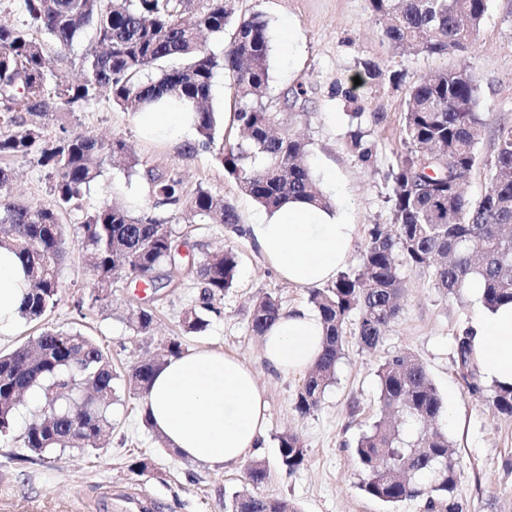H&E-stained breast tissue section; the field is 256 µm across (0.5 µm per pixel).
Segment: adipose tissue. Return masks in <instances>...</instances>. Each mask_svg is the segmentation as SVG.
Listing matches in <instances>:
<instances>
[{
	"instance_id": "ef3b65f1",
	"label": "adipose tissue",
	"mask_w": 512,
	"mask_h": 512,
	"mask_svg": "<svg viewBox=\"0 0 512 512\" xmlns=\"http://www.w3.org/2000/svg\"><path fill=\"white\" fill-rule=\"evenodd\" d=\"M140 135L161 144L192 139L189 104L162 98L135 115ZM357 227L341 208L291 200L262 213L250 235L288 284L319 288L347 263ZM29 282L14 253L0 250V335L15 331ZM483 381L512 386V304L477 311L467 325ZM262 358L278 374L308 371L322 352L323 327L304 307L283 311L261 337ZM154 431L183 457L209 464L242 463L261 448L268 427L265 389L250 365L217 350L170 357L143 401Z\"/></svg>"
}]
</instances>
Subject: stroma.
Masks as SVG:
<instances>
[{"mask_svg": "<svg viewBox=\"0 0 512 512\" xmlns=\"http://www.w3.org/2000/svg\"><path fill=\"white\" fill-rule=\"evenodd\" d=\"M233 4L236 15L259 11L270 21L269 109L276 113L280 129L307 141V160L321 188L358 224L354 250L364 247L373 225L392 221L386 174L400 149L408 90L436 70L466 67L476 76L486 127L466 191L477 197L487 190L497 130L512 126V0H491L473 48L443 56L393 47L367 0H233ZM288 23L296 27V45L291 49L281 39L282 27ZM370 60L399 72L401 81L358 87L357 103H348L342 89L352 86L360 63ZM301 87L306 95H298ZM68 123L103 139L122 137L147 166L174 170L188 189L201 186L230 201L241 226L254 223L262 211L211 153L200 151L186 160L180 149L144 141L133 115L106 100L74 107ZM354 124L364 133L370 162L359 161L347 145V132ZM9 166L14 196L48 201L45 169L30 159H14ZM113 197L136 201L141 207L149 202L142 176L117 162L105 164L82 203L90 208ZM79 218L74 211L64 219L60 302L43 324L22 321L12 335H0V352L37 337L46 327L92 337L108 354L116 373L112 431L103 448L57 450L43 461L22 460L21 436L42 406L37 394L26 395L10 432L0 435V512H122L120 497L125 493L152 499L154 512H225V500L247 487L246 464L224 468L176 454L145 426L142 400L130 393L126 382L135 361L160 351L172 339L186 349L207 347L236 355L256 371L270 406L268 436L257 453L268 469L262 494L287 498L300 512H424L419 500L403 501L392 511L368 498L359 488L363 473L354 452L359 436L381 416L376 377L381 356L409 352L420 359L445 403L441 422L461 470L458 493L466 512H512V418L494 414L486 402L471 396L456 364L455 338L479 308V300L443 296L428 276L402 269L405 295L381 349L363 350L354 336H347L335 380L319 408L302 416L294 409V399L304 378L267 368L260 338L250 327V307L253 299L266 293L277 296L283 308L305 307L308 291L281 279L249 236L200 218L177 223V230L188 238L194 262L228 246L238 253L232 287L217 300L207 329L192 334L181 325L183 310L200 295L192 282L153 294L126 277L114 284L108 299H98L76 230ZM141 304L153 307L157 316L155 330L147 336L134 335L127 323L130 308ZM286 433L296 434L307 450L304 465L292 473L279 461V442ZM140 460L147 468L138 474L132 465Z\"/></svg>", "mask_w": 512, "mask_h": 512, "instance_id": "35a3bbf8", "label": "stroma"}]
</instances>
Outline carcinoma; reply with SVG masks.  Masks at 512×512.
I'll return each mask as SVG.
<instances>
[{"mask_svg":"<svg viewBox=\"0 0 512 512\" xmlns=\"http://www.w3.org/2000/svg\"><path fill=\"white\" fill-rule=\"evenodd\" d=\"M230 0H20L26 20L20 26L0 24V112L10 115L0 130V159L32 157L47 169L50 200L32 204L12 196V170L0 166V248L20 259L30 287L20 313L27 322L41 321L59 300L58 269L65 243L62 217L103 173L106 162L123 156L137 171L140 159L126 142L103 141L89 133L59 125L50 136L45 126L12 116L26 112L53 121L72 107L104 98L133 114L167 96L186 101L195 112L199 144L209 150L241 190L268 210L291 198L330 206L305 163L307 144L276 130L267 111L270 80L269 21L261 12L238 19ZM383 35L396 48L414 45L427 55L466 52L488 10L489 0H368ZM230 41L217 54L200 33ZM83 37V79L60 83L55 95L46 90V57L66 50ZM234 90L232 122L241 138L224 143L218 130L224 117L212 105L218 73ZM361 83L389 78L380 64L365 61ZM485 128L480 90L466 70L444 69L409 88L400 129L401 151L388 174L392 182L393 224L374 225L356 266L325 288L309 289V302L323 326V351L295 397L302 416L316 410L335 376L344 350L347 325L357 315L353 333L364 349L377 350L389 324L399 313L405 266L428 275L440 294L461 295L475 275L484 281L482 305L492 309L512 302V126L498 129L497 147L489 162L490 186L471 198L465 182L478 163L477 144ZM363 132H349V147L363 162L371 159ZM143 177L152 205L137 213L122 202H104L82 212L78 233L98 288L110 294L122 277H133L153 292L171 287V271L183 263L186 238L172 227L175 216L159 211L186 206L193 217L207 218L234 230V206L211 191L187 192L181 178L158 168ZM238 254L227 249L186 272L202 288L198 303L183 312L187 333L209 325L214 301L233 285ZM279 299L266 293L251 312L252 331L261 335L280 315ZM151 307L130 311L128 323L137 335L154 330ZM182 352L169 342L160 357L136 362L130 388L146 393L161 364ZM458 367L468 373L471 395L512 417V387L486 385L472 357L468 334L458 337ZM382 416L357 441L355 454L364 472L359 488L390 507L420 499L425 512H464L457 493L460 473L448 432L435 421L445 406L429 373L410 354L381 357L377 369ZM106 352L77 332L48 329L31 344L0 353V434L7 431L21 395L35 391L41 413L25 428L24 448L37 456L56 449L106 445L112 429V382ZM307 450L294 435L280 439V463L288 473L300 469ZM267 479L263 461L252 462L246 480L252 490L233 494L225 512H298L286 498L260 494Z\"/></svg>","mask_w":512,"mask_h":512,"instance_id":"obj_1","label":"carcinoma"}]
</instances>
